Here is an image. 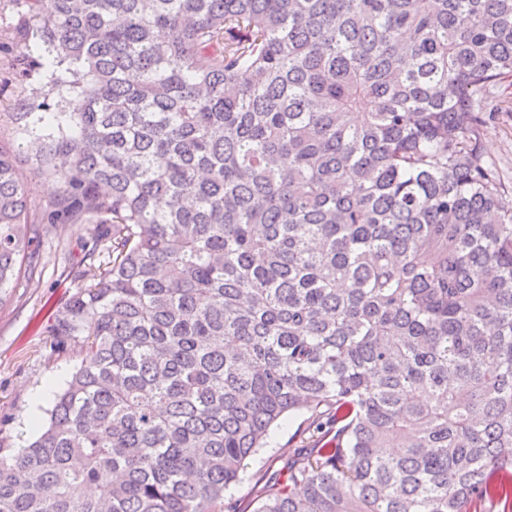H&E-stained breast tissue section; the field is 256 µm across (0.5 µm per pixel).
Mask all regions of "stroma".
Masks as SVG:
<instances>
[{
  "mask_svg": "<svg viewBox=\"0 0 512 512\" xmlns=\"http://www.w3.org/2000/svg\"><path fill=\"white\" fill-rule=\"evenodd\" d=\"M487 105L495 114L482 132L484 153L512 182V89L494 95ZM92 231L89 224H63L55 232L38 227L32 243L33 277L20 278L0 293V418L9 419L15 446H24L35 436L27 426L30 415L42 423L48 419L51 404H34L35 392L50 380L63 389L81 362L76 351L53 353L48 329L57 310L81 288V273L88 264L112 257L111 239L93 240ZM304 426L303 418L297 417L274 427L267 448L249 460L228 497L246 499L271 459L287 454L295 444L294 434Z\"/></svg>",
  "mask_w": 512,
  "mask_h": 512,
  "instance_id": "35a3bbf8",
  "label": "stroma"
}]
</instances>
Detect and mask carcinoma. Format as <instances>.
Wrapping results in <instances>:
<instances>
[{"mask_svg":"<svg viewBox=\"0 0 512 512\" xmlns=\"http://www.w3.org/2000/svg\"><path fill=\"white\" fill-rule=\"evenodd\" d=\"M0 1L46 223L112 238L50 326L85 358L48 421L0 428V512H225L296 413L316 438L237 512L512 502V208L481 145L512 0ZM34 232L0 146V291Z\"/></svg>","mask_w":512,"mask_h":512,"instance_id":"obj_1","label":"carcinoma"}]
</instances>
